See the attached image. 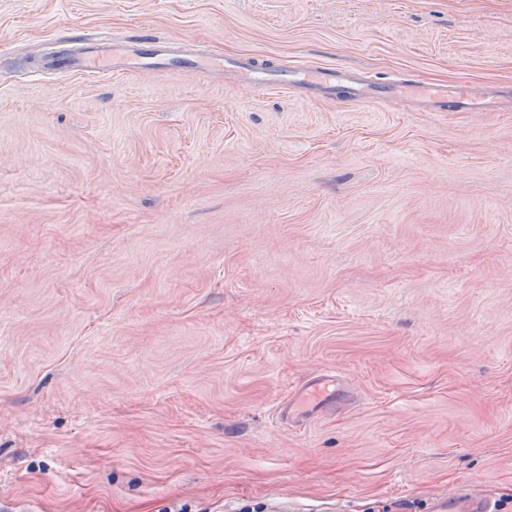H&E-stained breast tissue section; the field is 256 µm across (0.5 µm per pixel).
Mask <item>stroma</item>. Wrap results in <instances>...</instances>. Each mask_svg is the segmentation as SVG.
Listing matches in <instances>:
<instances>
[{
  "instance_id": "1",
  "label": "stroma",
  "mask_w": 512,
  "mask_h": 512,
  "mask_svg": "<svg viewBox=\"0 0 512 512\" xmlns=\"http://www.w3.org/2000/svg\"><path fill=\"white\" fill-rule=\"evenodd\" d=\"M82 34L500 108L57 74ZM464 481L512 512V0H0V512H426ZM455 98L462 109L477 112H493L498 110V103L485 97L475 87L461 83L456 86ZM393 86L400 95L427 102L434 110L448 99V89L440 85L393 84ZM335 382V383H334ZM336 377L331 374H325L323 377L315 378L309 382H305L301 386V392L299 397H308L313 400L311 410L316 408V412L323 409L325 406L326 396L325 385L336 384Z\"/></svg>"
}]
</instances>
